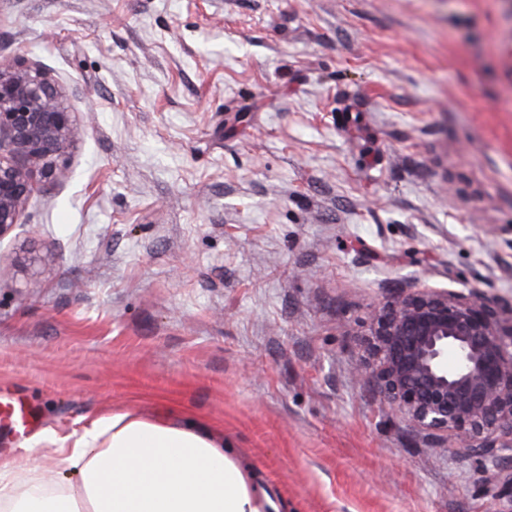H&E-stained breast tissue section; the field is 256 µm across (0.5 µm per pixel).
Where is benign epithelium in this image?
I'll list each match as a JSON object with an SVG mask.
<instances>
[{
    "instance_id": "1",
    "label": "benign epithelium",
    "mask_w": 512,
    "mask_h": 512,
    "mask_svg": "<svg viewBox=\"0 0 512 512\" xmlns=\"http://www.w3.org/2000/svg\"><path fill=\"white\" fill-rule=\"evenodd\" d=\"M75 113L48 72L0 60V238L46 183L68 176ZM376 361L355 366L388 413L464 454L512 504V306L470 290L400 287L370 319Z\"/></svg>"
}]
</instances>
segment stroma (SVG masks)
Listing matches in <instances>:
<instances>
[{
	"label": "stroma",
	"mask_w": 512,
	"mask_h": 512,
	"mask_svg": "<svg viewBox=\"0 0 512 512\" xmlns=\"http://www.w3.org/2000/svg\"><path fill=\"white\" fill-rule=\"evenodd\" d=\"M76 114L0 238V465L189 415L284 512H501L353 364L413 282L512 302V0H0Z\"/></svg>",
	"instance_id": "1"
}]
</instances>
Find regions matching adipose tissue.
Returning a JSON list of instances; mask_svg holds the SVG:
<instances>
[{"label":"adipose tissue","instance_id":"obj_1","mask_svg":"<svg viewBox=\"0 0 512 512\" xmlns=\"http://www.w3.org/2000/svg\"><path fill=\"white\" fill-rule=\"evenodd\" d=\"M41 463L0 467V512H271L258 474L211 427L131 412L92 420L68 442L46 434ZM63 447L75 481L50 480Z\"/></svg>","mask_w":512,"mask_h":512}]
</instances>
